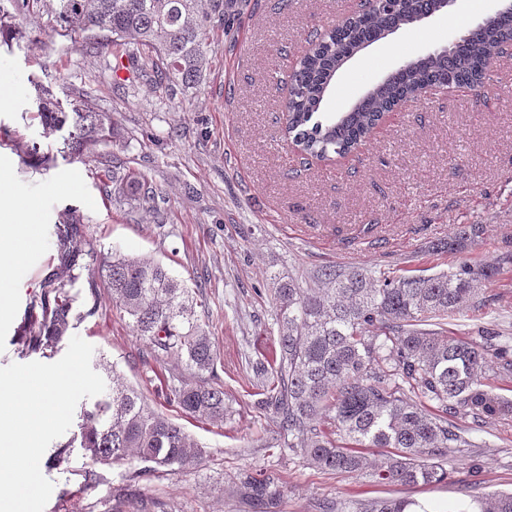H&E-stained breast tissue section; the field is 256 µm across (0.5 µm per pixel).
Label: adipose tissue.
I'll return each instance as SVG.
<instances>
[{
	"instance_id": "1",
	"label": "adipose tissue",
	"mask_w": 512,
	"mask_h": 512,
	"mask_svg": "<svg viewBox=\"0 0 512 512\" xmlns=\"http://www.w3.org/2000/svg\"><path fill=\"white\" fill-rule=\"evenodd\" d=\"M13 201L0 194V314L9 304L10 287L18 275L15 258L32 249L38 242V221L34 207H27L26 222L20 231H13L10 222L18 212Z\"/></svg>"
}]
</instances>
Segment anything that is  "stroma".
Instances as JSON below:
<instances>
[{
    "instance_id": "stroma-1",
    "label": "stroma",
    "mask_w": 512,
    "mask_h": 512,
    "mask_svg": "<svg viewBox=\"0 0 512 512\" xmlns=\"http://www.w3.org/2000/svg\"><path fill=\"white\" fill-rule=\"evenodd\" d=\"M353 0H224L225 19L207 28L210 68L193 94L170 95L165 80L146 82L129 48H68L49 21L53 0H38L18 15L26 33L13 49L0 48V86L12 89L0 108V191L35 201L40 242L21 258L22 275L6 319L0 320V367L18 362L14 340L30 295L55 254L51 236L64 208H79L102 254L117 253L162 263L200 285L199 317L209 320L218 346V383L229 396L224 421L184 417L165 399L169 384L187 377L175 360L158 361L120 318L105 283L73 287L81 318L74 330L94 347L91 366L101 377L117 372L143 390L162 412L201 446L205 464L183 471H149L135 460L107 469L108 482L81 491L74 476L41 461L53 491L44 512H104L99 501L110 485L140 473L138 488L165 512H255L236 491L249 473L274 476L281 489L277 512H321L372 498L415 501L512 492V418L484 419L473 445L453 452L448 479L436 486L382 485L308 464L280 436L264 401L266 387L253 371L278 347L270 296L278 282L307 278L332 266H358L389 275L429 277L461 262L499 266L477 309L450 317L448 334L479 339L498 334L512 346V60L497 62L481 90L427 96L390 113L371 139L339 162L305 160L282 132L287 76L306 35L336 24ZM497 0L462 19L439 12L371 45L348 61L332 82L326 109L347 111L377 81L409 60L448 46L460 27L494 15ZM49 87L63 105L79 101L111 113L120 142L49 169L24 164L19 146L38 140L35 84ZM140 172L158 196L138 208L107 199L102 175L111 167ZM481 224L484 234L456 254L433 243L453 238L457 225Z\"/></svg>"
}]
</instances>
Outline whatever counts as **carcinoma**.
I'll list each match as a JSON object with an SVG mask.
<instances>
[{"mask_svg":"<svg viewBox=\"0 0 512 512\" xmlns=\"http://www.w3.org/2000/svg\"><path fill=\"white\" fill-rule=\"evenodd\" d=\"M52 31L73 43L105 48L122 42L148 50L141 72L168 79L173 92L196 88L209 66L206 30L215 0H55ZM442 0H386L369 4L341 23L331 37L313 36L288 79L283 134L304 156L319 162L344 158L366 141L385 113L417 92L446 82L476 91L495 63L492 50L512 38V8L464 30L445 54L410 60L370 89L348 111L322 122L318 111L336 71L357 52L386 35L440 10ZM15 15L0 8V46L25 38ZM38 116L46 136L69 127L63 153L71 160L94 155L112 143V114L80 103L61 110L52 91L37 87ZM119 201L150 204L155 192L129 173L108 176ZM483 232L481 224H460L435 250L458 251ZM57 264L29 301L19 336V353L56 352L80 315L73 285L99 272L113 306L158 360L175 358L191 378L167 398L193 418L224 419V387L212 381L218 358L209 329L198 322L194 289L161 263L128 257L98 261L88 220L77 209L60 213L53 225ZM497 275L492 265L464 262L435 277L374 274L359 267H329L302 288L293 279L279 284L275 305L279 350L267 375L265 405L316 468L351 477L369 474L382 483L435 486L448 479L452 449L472 446L473 428L488 417L512 416V400L486 381L512 376V357L498 348L448 336V317L469 308L484 283ZM336 421L340 441L317 432L324 417ZM79 443L89 463L72 466ZM386 448L370 466L367 450ZM205 451L183 427L150 409L144 395L112 379L111 392L83 415L79 440L55 447L56 467L78 477L92 491L107 482L105 468L140 459L154 470L199 467ZM237 492L271 512L280 490L267 475L249 474ZM408 501L378 498L357 512H404ZM107 512H145L139 490L127 484L110 491ZM480 512H512V492L486 500Z\"/></svg>","mask_w":512,"mask_h":512,"instance_id":"obj_1","label":"carcinoma"}]
</instances>
